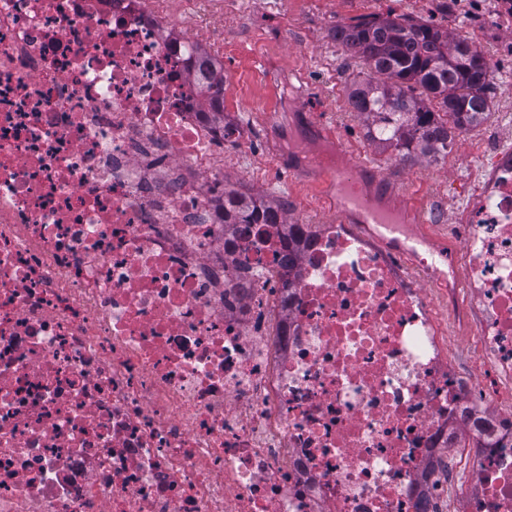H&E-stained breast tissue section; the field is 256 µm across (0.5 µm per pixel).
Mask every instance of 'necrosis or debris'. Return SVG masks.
I'll use <instances>...</instances> for the list:
<instances>
[{"instance_id":"4bbe7bcc","label":"necrosis or debris","mask_w":512,"mask_h":512,"mask_svg":"<svg viewBox=\"0 0 512 512\" xmlns=\"http://www.w3.org/2000/svg\"><path fill=\"white\" fill-rule=\"evenodd\" d=\"M224 7L0 0V512H512V143L446 287L353 224L225 223L246 138L189 63ZM438 7L512 67V0Z\"/></svg>"}]
</instances>
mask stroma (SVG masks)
Masks as SVG:
<instances>
[{
	"instance_id": "stroma-1",
	"label": "stroma",
	"mask_w": 512,
	"mask_h": 512,
	"mask_svg": "<svg viewBox=\"0 0 512 512\" xmlns=\"http://www.w3.org/2000/svg\"><path fill=\"white\" fill-rule=\"evenodd\" d=\"M402 16L432 21L430 0H248L225 11L221 24L201 31L202 48L224 44V116L248 135L246 147L224 150V182L268 202L283 201L290 219L309 224L332 221L321 183L300 164L325 139L336 141L348 166L371 160L377 174L393 176L409 202L429 223L452 226L454 212L473 189V174L485 161L486 128L512 137L505 115L508 82L489 78L486 127L457 139L445 159L403 163L366 139L367 128L349 103L352 81L364 79L363 62L331 33L365 16ZM285 112L294 122L273 124L262 114Z\"/></svg>"
}]
</instances>
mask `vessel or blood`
<instances>
[{
  "mask_svg": "<svg viewBox=\"0 0 512 512\" xmlns=\"http://www.w3.org/2000/svg\"><path fill=\"white\" fill-rule=\"evenodd\" d=\"M306 166L323 177L339 221L359 225L375 234L382 248L402 255L409 254L411 244L426 245L439 257L428 268V276L437 282L445 279L447 235L424 231L423 213L408 203L394 178L379 176L371 165L364 164L356 167L352 176L339 179L316 154L307 157Z\"/></svg>",
  "mask_w": 512,
  "mask_h": 512,
  "instance_id": "vessel-or-blood-1",
  "label": "vessel or blood"
}]
</instances>
